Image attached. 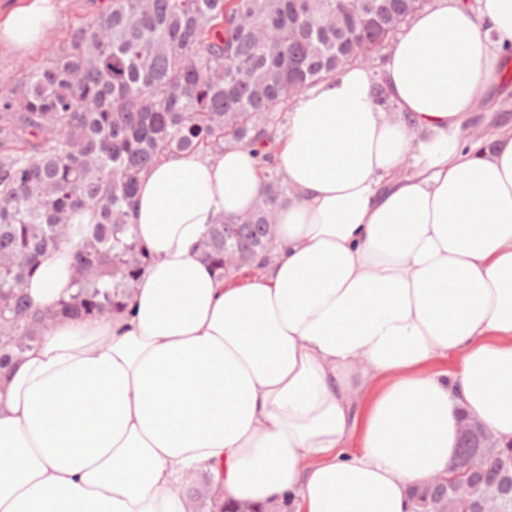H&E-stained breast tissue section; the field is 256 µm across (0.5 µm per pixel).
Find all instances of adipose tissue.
<instances>
[{"label":"adipose tissue","mask_w":512,"mask_h":512,"mask_svg":"<svg viewBox=\"0 0 512 512\" xmlns=\"http://www.w3.org/2000/svg\"><path fill=\"white\" fill-rule=\"evenodd\" d=\"M59 9L10 0L0 46L35 47ZM509 43L512 0H437L379 71L313 89L277 139L290 192L260 268L201 251L264 194L251 149L156 163L131 297L57 315L0 381V512H186L189 475L219 487L211 512H413L463 421L512 445V119L477 109ZM95 223L71 216L34 307L69 300Z\"/></svg>","instance_id":"adipose-tissue-1"}]
</instances>
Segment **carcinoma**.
<instances>
[{"label":"carcinoma","instance_id":"obj_1","mask_svg":"<svg viewBox=\"0 0 512 512\" xmlns=\"http://www.w3.org/2000/svg\"><path fill=\"white\" fill-rule=\"evenodd\" d=\"M423 0H108L91 22L23 74L0 100V371L41 339L58 312L105 316L131 296L151 254L131 232L139 176L170 153L247 144L261 154L256 208L216 224L202 252L221 273L273 254L271 227L289 187L274 159L283 115L309 90L372 51ZM97 215L59 309L31 308L24 285L67 237L70 216ZM455 467L477 492L472 512H512V447L493 459L461 441ZM488 484L497 486L484 492ZM420 512H460L449 487L418 493Z\"/></svg>","mask_w":512,"mask_h":512}]
</instances>
